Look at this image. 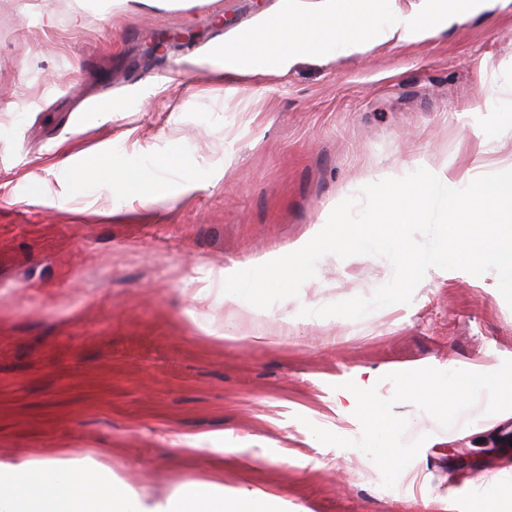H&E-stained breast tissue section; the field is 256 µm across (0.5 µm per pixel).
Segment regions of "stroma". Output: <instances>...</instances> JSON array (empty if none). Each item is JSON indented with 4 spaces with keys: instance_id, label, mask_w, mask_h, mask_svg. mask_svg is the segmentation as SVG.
I'll list each match as a JSON object with an SVG mask.
<instances>
[{
    "instance_id": "1",
    "label": "stroma",
    "mask_w": 512,
    "mask_h": 512,
    "mask_svg": "<svg viewBox=\"0 0 512 512\" xmlns=\"http://www.w3.org/2000/svg\"><path fill=\"white\" fill-rule=\"evenodd\" d=\"M279 0H203L191 13L150 7L115 16L78 0H0V453L21 459L76 451L111 464L150 502L188 479L244 485L282 498V512H480L512 496V411L433 417L394 488L357 448L324 445L318 426L356 439V399L344 382L433 367L492 372L512 360V306L495 272L428 271L410 304L364 319L300 316L392 276L382 258L328 255L298 297L257 310L225 307V269L287 254L315 236L362 186L418 168L476 177L512 166V128L483 145L479 130L512 97V0L411 47H374L305 60L285 78L213 88L208 55ZM149 84L160 94L143 100ZM213 89L215 101L196 100ZM121 98L125 116L82 129L88 112ZM177 125H170V118ZM132 130V160L151 169L170 131L182 139L192 192L129 195L123 221L96 217L93 186L42 199L67 182L57 143L87 150ZM207 289L201 309L187 289ZM228 327L237 341L208 335ZM200 440L192 450L189 438Z\"/></svg>"
}]
</instances>
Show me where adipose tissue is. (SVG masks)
Returning <instances> with one entry per match:
<instances>
[{"mask_svg":"<svg viewBox=\"0 0 512 512\" xmlns=\"http://www.w3.org/2000/svg\"><path fill=\"white\" fill-rule=\"evenodd\" d=\"M486 0H317L312 11L301 0H279L273 13H260L244 30L233 32L207 65L225 96L239 94L254 78L287 77L303 59L329 61L353 56L381 45H412L451 28L460 17L481 12ZM182 159L177 140H170L145 177L126 153L112 143L91 152L60 148V166L69 168L73 185L90 183L103 193V215L121 212L128 192L151 200L165 195L164 172ZM264 503L277 512L278 499L240 487L223 492L209 482H184L164 501L149 504L118 479L110 468L93 464L74 452L13 462L0 459V512H252Z\"/></svg>","mask_w":512,"mask_h":512,"instance_id":"ef3b65f1","label":"adipose tissue"}]
</instances>
